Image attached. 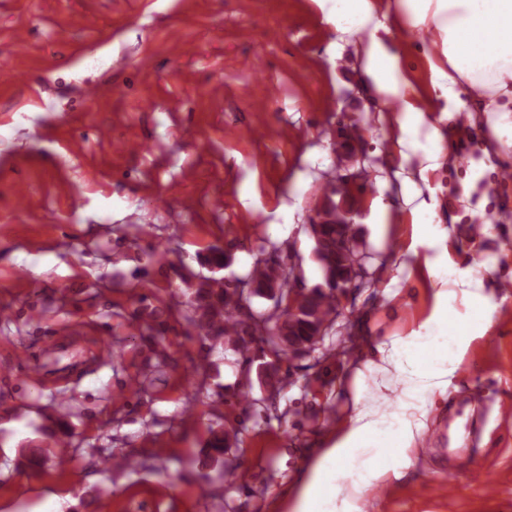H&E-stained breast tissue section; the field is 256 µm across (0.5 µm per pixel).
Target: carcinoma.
<instances>
[{
  "label": "carcinoma",
  "instance_id": "obj_1",
  "mask_svg": "<svg viewBox=\"0 0 512 512\" xmlns=\"http://www.w3.org/2000/svg\"><path fill=\"white\" fill-rule=\"evenodd\" d=\"M323 214L324 217L320 219L322 239L315 244V254L322 271V280L305 292L295 293L298 311L288 312L285 317H279L269 323V328L278 331V334L262 337V341L267 345V348L261 349L264 357L270 353L279 360L288 357V332L300 328L305 318L316 321L326 333L330 332L335 325L336 297L327 283L324 259L326 254L334 252L336 235L341 233L343 220L335 201L329 196L326 197ZM291 275L292 271L258 256L246 279L259 288L276 281L282 293L286 295ZM184 319L212 345L226 344L239 353L245 361H255V358L251 357L252 340L246 336L249 328L248 313L241 305L231 302L224 287V280L215 278L194 288L190 299L186 302ZM227 442L226 436L214 435L209 442L208 457L224 466L225 475L234 477L239 470V463L224 458Z\"/></svg>",
  "mask_w": 512,
  "mask_h": 512
}]
</instances>
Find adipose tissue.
Returning a JSON list of instances; mask_svg holds the SVG:
<instances>
[{
	"instance_id": "obj_1",
	"label": "adipose tissue",
	"mask_w": 512,
	"mask_h": 512,
	"mask_svg": "<svg viewBox=\"0 0 512 512\" xmlns=\"http://www.w3.org/2000/svg\"><path fill=\"white\" fill-rule=\"evenodd\" d=\"M326 24L341 32L373 27L364 48L365 71L385 99L402 101L397 119L400 146L421 150L425 170L437 168L441 139L432 128V107H421L412 84L404 77L398 54L390 52L379 36L386 25L375 18L374 0H317ZM413 24L434 33L445 65H432L431 82L447 102V112L462 111L457 90L465 81L470 91L484 94L493 112L497 136L512 147V110L501 97L512 98V0H400ZM426 142H419L421 128ZM431 206L419 203L413 226V247L431 249L424 265L438 287L429 315L405 335L375 339L362 368L350 381L352 408L334 434L318 450L294 484L291 512H356L355 502L385 475L402 476L410 466L407 454L421 429L419 413L448 389V373L464 357L474 333H487L498 305L482 294V280L470 274L448 276L446 235L432 223ZM462 296L480 297L478 316L448 326L447 283ZM396 371L401 384L402 408L387 412L367 404L368 380ZM350 482L352 493L338 498L336 488Z\"/></svg>"
}]
</instances>
